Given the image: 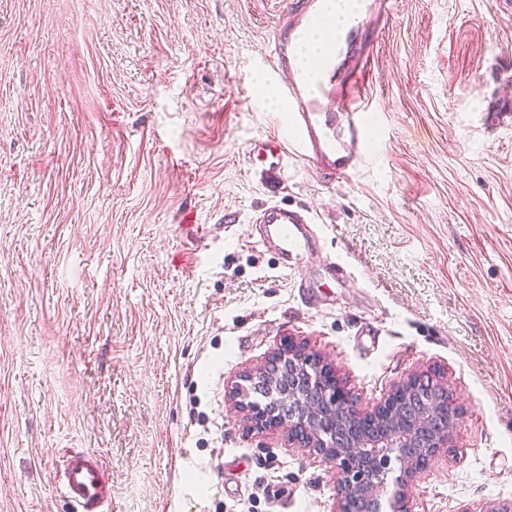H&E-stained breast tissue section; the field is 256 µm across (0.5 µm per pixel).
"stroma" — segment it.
Wrapping results in <instances>:
<instances>
[{"mask_svg": "<svg viewBox=\"0 0 512 512\" xmlns=\"http://www.w3.org/2000/svg\"><path fill=\"white\" fill-rule=\"evenodd\" d=\"M289 0H0V512H333L336 472L231 385L291 338L360 408L440 373L461 410L410 512L512 503V0H394L379 140L328 187L252 144ZM319 238L283 272L255 219ZM59 488L77 511H109L112 502V476L93 454L70 455L66 460Z\"/></svg>", "mask_w": 512, "mask_h": 512, "instance_id": "stroma-1", "label": "stroma"}]
</instances>
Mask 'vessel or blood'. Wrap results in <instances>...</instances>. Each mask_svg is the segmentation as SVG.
Returning a JSON list of instances; mask_svg holds the SVG:
<instances>
[{
    "instance_id": "obj_1",
    "label": "vessel or blood",
    "mask_w": 512,
    "mask_h": 512,
    "mask_svg": "<svg viewBox=\"0 0 512 512\" xmlns=\"http://www.w3.org/2000/svg\"><path fill=\"white\" fill-rule=\"evenodd\" d=\"M288 13L266 65L286 103L290 132L273 131L249 155L274 166L292 154L323 183L350 180L372 156L376 140L363 86L380 30L372 28L369 39L352 48L337 35L324 0H290ZM317 25L329 34L326 49L300 65L298 47ZM257 222L261 241L273 244L282 256L293 259L309 251L302 214L270 205ZM60 491L76 512H108L112 476L97 456L76 453L66 460Z\"/></svg>"
}]
</instances>
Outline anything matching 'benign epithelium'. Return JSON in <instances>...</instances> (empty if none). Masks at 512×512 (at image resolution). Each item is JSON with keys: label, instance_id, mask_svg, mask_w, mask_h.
<instances>
[{"label": "benign epithelium", "instance_id": "7a95c632", "mask_svg": "<svg viewBox=\"0 0 512 512\" xmlns=\"http://www.w3.org/2000/svg\"><path fill=\"white\" fill-rule=\"evenodd\" d=\"M292 372L294 385L279 393L278 404L288 412L248 408L253 429L263 433L286 429L305 447L335 465L338 497L335 512H348L347 502L362 498L372 512H382V496L392 464H399L397 490L390 512H407V490L425 466L417 456L435 457L448 447L458 412L448 388L437 377L413 373L392 387L374 408H357L351 394L323 356L293 339L283 341L271 366L247 378L259 382L274 377L281 364ZM384 421L386 427L364 436L353 428L361 421Z\"/></svg>", "mask_w": 512, "mask_h": 512}]
</instances>
